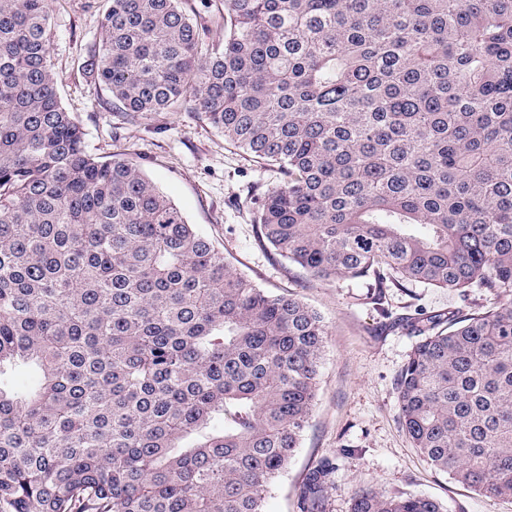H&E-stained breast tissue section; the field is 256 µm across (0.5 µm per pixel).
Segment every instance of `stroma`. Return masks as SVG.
<instances>
[{"instance_id": "stroma-1", "label": "stroma", "mask_w": 512, "mask_h": 512, "mask_svg": "<svg viewBox=\"0 0 512 512\" xmlns=\"http://www.w3.org/2000/svg\"><path fill=\"white\" fill-rule=\"evenodd\" d=\"M102 0H55L51 59L63 106L82 125L87 150L121 154L139 165L210 239L228 262L274 294L292 293L328 326L318 400L287 470L270 488L265 512H299L297 491L322 460L336 467L324 512H350L353 492L416 494L445 512H512V500L473 492L436 471L411 445L398 418L396 380L415 343L394 318H427L461 308L473 313L490 300L445 288L409 284L370 303L367 282L321 281L282 259L258 237L256 189L277 184L276 168L227 144L221 132L190 112L131 114L84 68L88 47L102 37Z\"/></svg>"}]
</instances>
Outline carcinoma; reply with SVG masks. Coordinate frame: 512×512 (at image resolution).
<instances>
[{"label":"carcinoma","instance_id":"obj_1","mask_svg":"<svg viewBox=\"0 0 512 512\" xmlns=\"http://www.w3.org/2000/svg\"><path fill=\"white\" fill-rule=\"evenodd\" d=\"M89 71L194 113L281 181L254 223L370 299L512 292V0H104ZM52 0H0V512H263L316 404L327 325L226 261L62 106ZM411 327L399 420L439 472L512 498V300ZM37 372L25 391L4 384ZM334 467L314 468L319 512ZM350 512H443L359 488ZM218 0H196V9L206 17V27L201 31L202 38L211 43H223L224 42V26L218 23L215 17L211 18L214 10L213 3ZM210 17V18H209Z\"/></svg>","mask_w":512,"mask_h":512}]
</instances>
